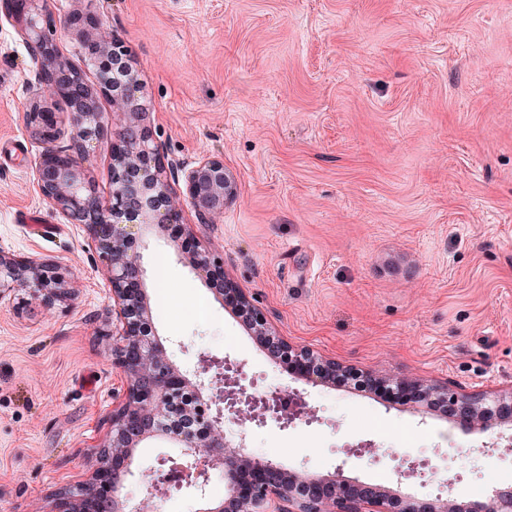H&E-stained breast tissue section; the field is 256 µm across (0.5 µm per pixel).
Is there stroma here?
<instances>
[{
    "label": "stroma",
    "mask_w": 512,
    "mask_h": 512,
    "mask_svg": "<svg viewBox=\"0 0 512 512\" xmlns=\"http://www.w3.org/2000/svg\"><path fill=\"white\" fill-rule=\"evenodd\" d=\"M97 12L127 47L166 161L223 159L238 193L202 247L292 344L358 374L458 392L512 387V0H48ZM28 49L0 12V250L55 259L75 288L0 299V512H49L89 475L125 379L112 365L107 263L39 193ZM173 361L245 362L257 391L295 390L316 421L238 426L287 469L433 497L512 484L497 432L419 403L285 372L165 236L141 251ZM372 441L369 456L345 445ZM426 482L400 480L406 461Z\"/></svg>",
    "instance_id": "obj_1"
}]
</instances>
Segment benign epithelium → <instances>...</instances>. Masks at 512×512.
<instances>
[{
  "instance_id": "obj_1",
  "label": "benign epithelium",
  "mask_w": 512,
  "mask_h": 512,
  "mask_svg": "<svg viewBox=\"0 0 512 512\" xmlns=\"http://www.w3.org/2000/svg\"><path fill=\"white\" fill-rule=\"evenodd\" d=\"M47 0H23L7 7L18 34L29 49L35 84L71 81L81 85L68 115V126L33 92L27 112L30 134L44 144L36 163L40 194L73 223L81 224L92 247L108 261L112 291V364L126 380L122 400L112 408L108 440L94 454L90 477L73 489L55 494L51 512H143L147 503L130 504L123 489L133 476L135 449L165 438L181 449L179 457L158 461L148 492L160 485L191 489L205 496L209 472L224 475V499L201 512H268L270 503L285 506L277 512H512V486L496 483L479 499L462 500L452 492L435 498L390 493L353 478L318 477L305 470H285L269 459L247 455L243 443L224 436V418L242 417L259 423L272 419L286 428L311 422L315 411L300 396L281 390L261 397L249 393L253 381L242 364L201 353L195 367L184 371L153 328L147 306L145 271L138 248L155 233H165L186 254L189 264L205 274L225 305L246 319L255 339L278 362L315 385L356 373L331 358L294 345L277 335L266 316L237 286L207 250L183 247L194 240L192 225L184 222L176 200L184 195L200 224L224 212L237 196L238 186L224 160L203 158L181 175L167 170L147 119L149 107L133 67L124 64L117 79L112 65L128 56L117 38L102 37V21L92 12L74 13L57 23L46 12ZM76 31L85 53V66L96 72L90 84L84 71L59 53L53 39L56 26ZM121 102L124 122L113 135L112 192L103 199L84 165L89 148L108 129L99 99ZM66 137V148L54 143ZM35 288L49 307L69 300L73 288L51 258L27 261L0 250V298L5 293ZM366 385H391L407 400L412 397L441 405L467 431L507 426L512 446V388L488 396L457 393L439 385L395 374L363 377Z\"/></svg>"
}]
</instances>
